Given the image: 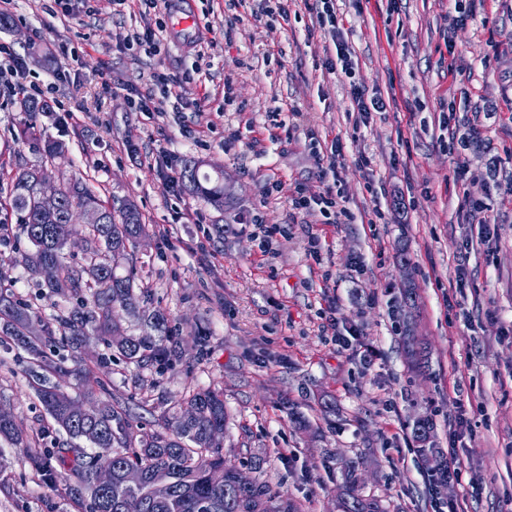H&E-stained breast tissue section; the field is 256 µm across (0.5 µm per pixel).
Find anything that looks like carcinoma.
<instances>
[{
  "label": "carcinoma",
  "instance_id": "cac0c4a2",
  "mask_svg": "<svg viewBox=\"0 0 512 512\" xmlns=\"http://www.w3.org/2000/svg\"><path fill=\"white\" fill-rule=\"evenodd\" d=\"M29 117L21 136L39 146L41 159H51L64 150L63 143L45 139L34 126L38 115H49L48 105L34 97L21 102ZM202 160L189 159L181 180L189 193L202 201L224 206L222 171L216 178L200 173ZM40 164L16 167L11 177V208L22 233L33 247L22 263L28 272L40 274L44 267L56 271L55 278L41 283L51 294L88 295V300L68 313L45 317L26 300L3 293L0 288V331L30 356V386L66 440L55 448L39 450L17 430L11 414L0 409V441L26 454L41 475L56 479L77 512H298L289 498L256 480L248 485L237 482L238 466L224 460L221 450L228 413L224 393L201 389L190 393L187 406L179 413L162 412L159 429L141 431L131 409L106 400L92 410L50 384L49 376L65 371L46 359V340L60 335L63 341L84 342L92 336L102 339L136 366L161 365L171 353L170 335L164 313L155 310L144 317L147 331L133 335L115 320L125 310L136 314L144 291L136 278L131 247L144 234L140 213L131 202L114 207L101 201L80 178L63 185L58 208L42 212L38 181ZM95 208L96 220L88 225L89 247L81 264L73 265L64 254V224L70 212L87 204ZM122 256L127 265L119 271L112 259ZM41 324L42 335L32 336L31 323ZM403 341L408 358L416 366L426 354L415 347L412 325L404 326ZM413 436L421 444L424 459L431 464L430 477L436 491L448 488V456L434 443L433 423L422 418L413 425ZM90 443L85 448L82 442ZM112 455V485L95 484L93 467L101 453ZM224 470V483H211L209 474ZM346 483L352 488L342 504V512H384L375 498L353 492L357 484L355 467L349 466ZM156 481L171 489L165 499H154L150 487Z\"/></svg>",
  "mask_w": 512,
  "mask_h": 512
}]
</instances>
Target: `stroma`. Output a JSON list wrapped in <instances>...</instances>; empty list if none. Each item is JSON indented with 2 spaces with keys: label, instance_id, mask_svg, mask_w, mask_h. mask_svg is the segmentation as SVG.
Listing matches in <instances>:
<instances>
[{
  "label": "stroma",
  "instance_id": "obj_1",
  "mask_svg": "<svg viewBox=\"0 0 512 512\" xmlns=\"http://www.w3.org/2000/svg\"><path fill=\"white\" fill-rule=\"evenodd\" d=\"M193 3L201 32L187 44L148 0H100L93 11L69 0L64 13L53 0H0L12 18L0 30L10 49L0 71L26 61L27 83L54 113L47 133L67 147L47 166L50 183L79 177L103 201L137 203L143 305L165 313L173 347L164 365L140 368L93 338L48 352L66 368L55 383L91 407L98 394H81L70 373L91 368L148 431L157 403L223 392L226 458L257 462L252 478L301 512H337L346 459L386 512H434L439 501L512 512V0H478L463 23L448 0H336L354 50L350 78L324 65L332 42L314 0H291L284 22L232 0ZM148 23L165 28L157 54L123 44ZM355 85L385 104L360 128ZM167 88L181 96L177 111H137L139 98L161 100ZM22 96L0 81L2 200L12 170L39 161L17 138ZM473 127L476 145L467 141ZM336 140L343 158L333 165ZM162 147L178 162L220 165L233 208L165 193L155 163ZM326 187L342 213L292 212L297 190ZM188 207L196 222H178ZM202 239L205 262L192 251ZM29 248L11 210H0L5 287L45 315L66 312L77 297H46L17 266ZM407 281L410 311L400 305ZM409 314L429 350L424 374L404 354ZM27 365L22 350L0 341V408L51 448L62 434ZM421 416L465 475L439 495L412 437ZM0 512L74 509L28 456L0 442Z\"/></svg>",
  "mask_w": 512,
  "mask_h": 512
}]
</instances>
